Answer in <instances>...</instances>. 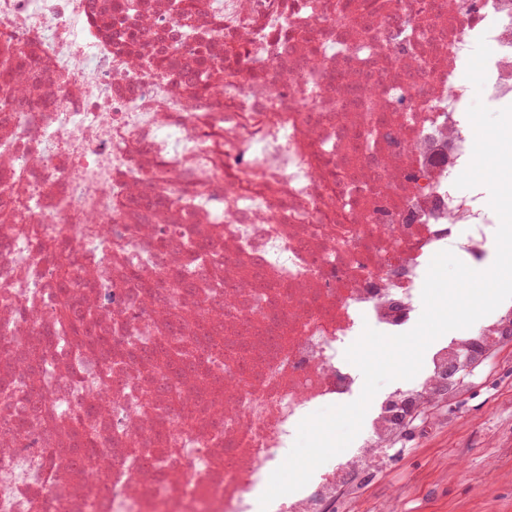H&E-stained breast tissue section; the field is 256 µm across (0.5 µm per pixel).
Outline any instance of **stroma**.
Listing matches in <instances>:
<instances>
[{
    "label": "stroma",
    "instance_id": "35a3bbf8",
    "mask_svg": "<svg viewBox=\"0 0 512 512\" xmlns=\"http://www.w3.org/2000/svg\"><path fill=\"white\" fill-rule=\"evenodd\" d=\"M448 410L446 432L406 436L389 467L369 482L365 512H512V456L500 441L512 434V361L474 379Z\"/></svg>",
    "mask_w": 512,
    "mask_h": 512
}]
</instances>
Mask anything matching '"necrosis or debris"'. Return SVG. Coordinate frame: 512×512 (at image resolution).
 <instances>
[{
    "mask_svg": "<svg viewBox=\"0 0 512 512\" xmlns=\"http://www.w3.org/2000/svg\"><path fill=\"white\" fill-rule=\"evenodd\" d=\"M481 38L477 92L461 74ZM477 99L512 105V0H197L187 18L171 0H0V512H255L301 420L360 396L345 351L364 327L418 318L436 253L493 261L485 188L454 185ZM61 234L111 360L38 345L60 277L35 242ZM508 324L512 299L433 345L340 462L268 512H360L397 405L446 430L448 367L490 368L472 342L511 348ZM202 329L208 373L169 389L119 344ZM86 410L97 455H50Z\"/></svg>",
    "mask_w": 512,
    "mask_h": 512,
    "instance_id": "obj_1",
    "label": "necrosis or debris"
}]
</instances>
